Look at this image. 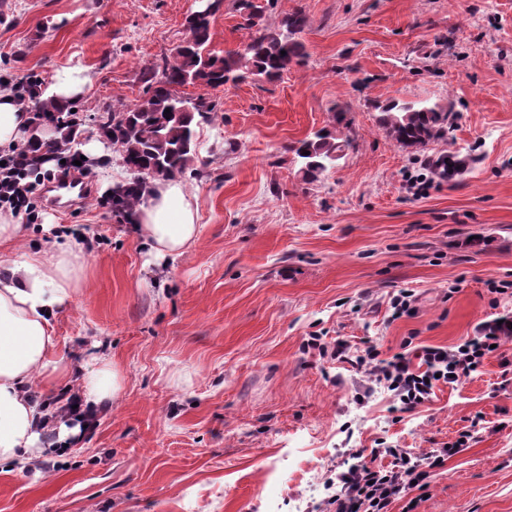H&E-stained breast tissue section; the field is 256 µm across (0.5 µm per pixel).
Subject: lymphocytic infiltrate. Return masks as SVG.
<instances>
[{
    "label": "lymphocytic infiltrate",
    "mask_w": 512,
    "mask_h": 512,
    "mask_svg": "<svg viewBox=\"0 0 512 512\" xmlns=\"http://www.w3.org/2000/svg\"><path fill=\"white\" fill-rule=\"evenodd\" d=\"M37 173L31 153L15 149L0 155V206L25 212L32 224L39 218L33 202ZM502 342L501 326L489 322L478 336L453 350L422 346L386 358L373 345L354 353L345 342L329 346L316 336L310 337L307 345L321 357L349 364L383 383L400 401L401 411L410 412L429 401L439 386L454 384L473 368L482 367L493 346ZM461 447V442L455 441L420 456L404 448L372 449L371 462L350 465L339 475L338 489L330 498L334 512H389L402 492L426 490L431 470L443 466Z\"/></svg>",
    "instance_id": "f902f5d3"
}]
</instances>
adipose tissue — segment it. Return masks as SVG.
Returning <instances> with one entry per match:
<instances>
[{"mask_svg":"<svg viewBox=\"0 0 512 512\" xmlns=\"http://www.w3.org/2000/svg\"><path fill=\"white\" fill-rule=\"evenodd\" d=\"M31 115L9 93L0 92V150L9 151L33 137ZM197 208L183 182L160 179L150 187L134 227L158 258L182 257L196 242ZM85 283L80 252L66 242L29 252L0 271V462L30 461L45 455L42 412L32 387L63 369L55 358L53 324ZM111 360L98 359L85 370L78 392L89 407L104 405L119 393Z\"/></svg>","mask_w":512,"mask_h":512,"instance_id":"ef3b65f1","label":"adipose tissue"}]
</instances>
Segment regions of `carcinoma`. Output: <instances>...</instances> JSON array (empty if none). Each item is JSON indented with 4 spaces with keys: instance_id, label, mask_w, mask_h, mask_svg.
Listing matches in <instances>:
<instances>
[{
    "instance_id": "1",
    "label": "carcinoma",
    "mask_w": 512,
    "mask_h": 512,
    "mask_svg": "<svg viewBox=\"0 0 512 512\" xmlns=\"http://www.w3.org/2000/svg\"><path fill=\"white\" fill-rule=\"evenodd\" d=\"M239 10L247 12V28H256L261 6L254 0H239ZM210 23L209 17L188 19L189 36L162 62L140 73L143 96L134 104H119L101 115L99 129L112 140L131 174L112 199V210L121 222H131L152 181L183 173L197 151L194 125L210 120L216 112L215 101L202 96L190 100L181 95L180 88L199 84L216 89L249 75L273 79L306 60L305 46L295 38L307 25L302 13L289 16L279 26L256 28L242 49L226 51L222 56L210 48ZM167 109L168 115L164 114ZM379 110L380 128L405 150L448 139L454 120L451 108L437 102H390ZM53 113L69 117L71 109L65 110L49 99H36L33 119ZM334 121L340 129H320L290 147L303 161V180H317L327 164L342 157L351 145L350 136L344 133L349 128L344 113L335 114ZM61 131L63 138L56 142V148L69 150L82 133V124L69 119L62 123ZM432 166L440 173L446 172L450 179L461 170L460 162L451 155L436 158Z\"/></svg>"
}]
</instances>
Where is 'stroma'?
Instances as JSON below:
<instances>
[{"mask_svg":"<svg viewBox=\"0 0 512 512\" xmlns=\"http://www.w3.org/2000/svg\"><path fill=\"white\" fill-rule=\"evenodd\" d=\"M197 0H0V76L50 80L65 67L88 78L77 110L96 116L143 94V68L188 33ZM305 64L281 78L218 89L196 128L200 148L183 179L199 236L176 260L157 259L133 225L117 222L106 180L68 210L39 191V221L10 253L48 248L73 230L86 282L54 323L69 380L111 359L121 390L93 434L35 471L0 468V512H329L353 454L377 443L421 455L468 434L391 512H512V371L498 355L437 389L411 413L365 373L304 350L310 337L454 347L482 323L512 316V0H269L261 22L295 12ZM237 0L211 18V47L241 49ZM451 104L452 138L410 153L378 124L391 101ZM345 111L352 148L303 181L295 141ZM469 158L455 180L406 192L432 158ZM414 290L413 314L390 298ZM69 380L50 378L47 399Z\"/></svg>","mask_w":512,"mask_h":512,"instance_id":"obj_1","label":"stroma"}]
</instances>
